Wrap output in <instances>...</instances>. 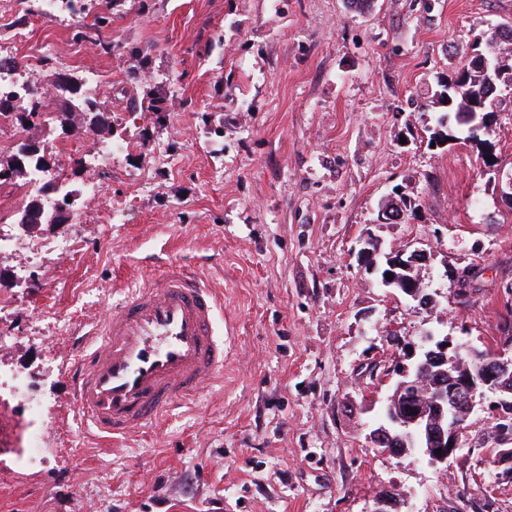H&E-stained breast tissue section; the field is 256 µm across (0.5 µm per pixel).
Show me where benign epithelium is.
I'll list each match as a JSON object with an SVG mask.
<instances>
[{
    "instance_id": "1",
    "label": "benign epithelium",
    "mask_w": 512,
    "mask_h": 512,
    "mask_svg": "<svg viewBox=\"0 0 512 512\" xmlns=\"http://www.w3.org/2000/svg\"><path fill=\"white\" fill-rule=\"evenodd\" d=\"M425 258L419 249L386 256L393 279L385 278L382 284L391 286L400 278L398 271L410 272ZM474 277L473 268L465 267L455 273L452 286L459 294L467 293ZM405 295L420 308L434 303L419 282L406 288ZM460 351L457 346L448 354V340L443 339L411 354L410 363L387 368V374L399 380L385 408L384 424L371 434L375 444L387 445L395 454L416 448L430 465H446L463 447L461 435L468 415L477 401L489 396L493 397L489 409L494 430L501 437L512 435V344L467 352L471 361L478 362L477 370L462 367Z\"/></svg>"
}]
</instances>
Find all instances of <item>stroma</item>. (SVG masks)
<instances>
[{
    "label": "stroma",
    "mask_w": 512,
    "mask_h": 512,
    "mask_svg": "<svg viewBox=\"0 0 512 512\" xmlns=\"http://www.w3.org/2000/svg\"><path fill=\"white\" fill-rule=\"evenodd\" d=\"M103 40L139 46L147 68L80 39L79 16L28 15L0 0V44L15 77L53 93L57 74L99 73L104 163L69 149L80 130L36 131L73 204L67 224L22 226L40 188L0 183V226L41 261L19 276L0 254L13 339L0 372L26 369L36 419L15 408L5 434L40 435L38 459L0 465V512H512V477L490 455L476 405L447 465L371 443L396 380L385 370L426 334L482 350L512 331V208L485 158L512 168V76L499 83L484 148L431 147L438 81L480 37L512 23V0H111ZM165 111L156 115L153 101ZM401 194L396 224L378 204ZM421 249L435 298L417 308L358 258ZM188 265L219 296L224 368L190 401L117 440L78 418L67 372L121 286L156 262ZM476 272L470 295L450 277ZM401 339L392 345L391 336Z\"/></svg>",
    "instance_id": "1"
}]
</instances>
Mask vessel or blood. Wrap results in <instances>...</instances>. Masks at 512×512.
<instances>
[{"mask_svg": "<svg viewBox=\"0 0 512 512\" xmlns=\"http://www.w3.org/2000/svg\"><path fill=\"white\" fill-rule=\"evenodd\" d=\"M217 305L212 289L181 265L115 301L96 331L99 344L69 371L77 409L116 440L195 396L224 367Z\"/></svg>", "mask_w": 512, "mask_h": 512, "instance_id": "1", "label": "vessel or blood"}]
</instances>
